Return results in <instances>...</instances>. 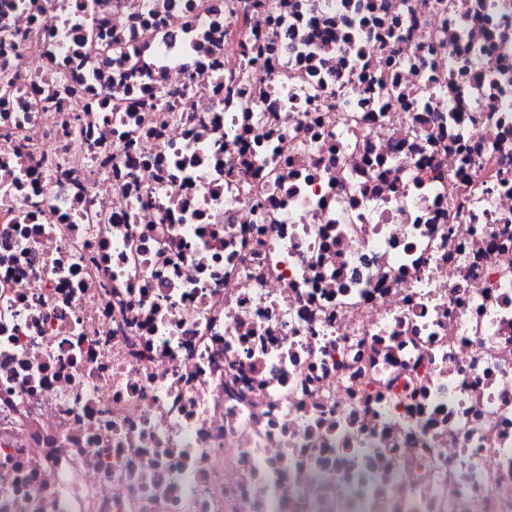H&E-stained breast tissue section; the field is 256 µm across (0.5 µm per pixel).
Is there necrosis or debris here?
<instances>
[{
	"instance_id": "necrosis-or-debris-1",
	"label": "necrosis or debris",
	"mask_w": 512,
	"mask_h": 512,
	"mask_svg": "<svg viewBox=\"0 0 512 512\" xmlns=\"http://www.w3.org/2000/svg\"><path fill=\"white\" fill-rule=\"evenodd\" d=\"M7 38L0 512H512V0Z\"/></svg>"
}]
</instances>
